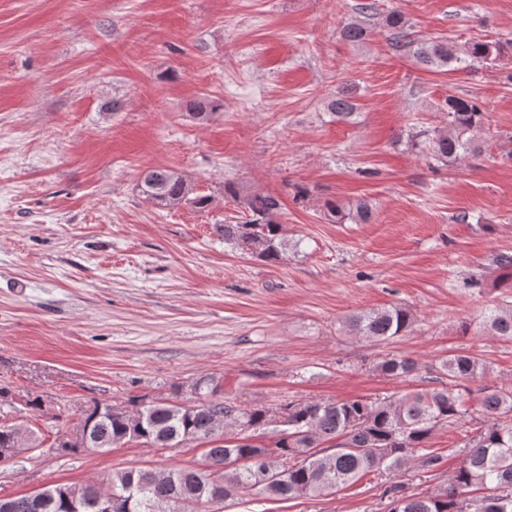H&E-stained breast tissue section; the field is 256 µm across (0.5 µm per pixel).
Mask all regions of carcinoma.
<instances>
[{
  "label": "carcinoma",
  "instance_id": "cac0c4a2",
  "mask_svg": "<svg viewBox=\"0 0 512 512\" xmlns=\"http://www.w3.org/2000/svg\"><path fill=\"white\" fill-rule=\"evenodd\" d=\"M387 42L395 51L408 50L423 65L468 69L490 67L512 38L496 43L471 41L458 52L445 42H422L413 37L403 15L385 17ZM366 23L344 30L350 41L370 35ZM332 110L341 120L356 114L357 104L347 92L337 93ZM448 130L430 135L418 133L429 159L444 163L472 151L466 134L480 128L485 112L476 99H445ZM143 192L156 205L175 208L191 202L203 209L209 197L193 195L190 183L168 169L148 171ZM244 217L219 225L224 243L243 254L273 261L280 257L283 225L276 221L281 200L269 193L240 202ZM501 285L512 288V253L495 257ZM411 313L401 307L369 309L350 315L351 332L373 341H386L409 328ZM489 332L512 340V302L489 307L484 316ZM448 376L474 381L484 373L480 359L467 353L452 354L442 362ZM417 363L391 357L376 370L394 378L410 375ZM482 425L464 444L465 456L448 486L431 495H397L390 512H512V387L480 389ZM469 412L463 397L452 388L405 393L386 401L361 398L303 400L283 407L276 438L268 445L254 441L250 431L272 423L269 411L242 407L226 400L207 399L194 404L154 402L136 410L96 401L82 415L89 427L85 450L141 442L158 448H178L190 442H206L201 467L165 470L116 471L100 482L49 484L32 495L15 498L18 512H100L97 501H111L108 512H182L188 505L211 504L218 498L241 497L253 490L278 501L323 497L382 470H400L413 459L435 468L442 456L428 448L436 427L456 422ZM236 436L228 438L227 428ZM332 444L327 453L322 445ZM14 425H0V448H20Z\"/></svg>",
  "mask_w": 512,
  "mask_h": 512
}]
</instances>
